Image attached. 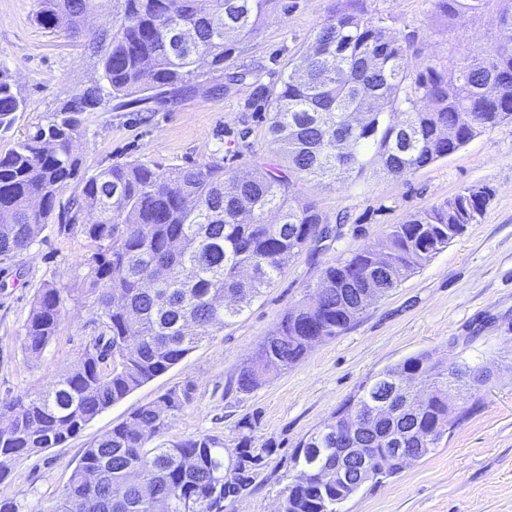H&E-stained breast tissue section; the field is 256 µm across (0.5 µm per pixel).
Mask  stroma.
<instances>
[{
	"label": "stroma",
	"instance_id": "obj_1",
	"mask_svg": "<svg viewBox=\"0 0 512 512\" xmlns=\"http://www.w3.org/2000/svg\"><path fill=\"white\" fill-rule=\"evenodd\" d=\"M296 2L293 11L268 14L258 34L238 43L224 67L201 62L183 91L153 100L147 111L107 105L86 113L76 143L85 170L132 160L164 168L219 160L232 171L275 162L263 114L245 108L252 86L230 84L228 75L248 65L259 70L263 82L278 81L290 51L308 43L337 0ZM363 5L391 16L397 35L416 34L423 54H445L434 33L439 18L432 0H363ZM36 9V0H0V65L27 101L26 112L0 136V154L50 124L61 103L96 74V57L64 34L37 25ZM245 127L251 133L243 147L238 133ZM472 184L494 192L479 223L376 299L341 335L315 342L298 364L251 394L232 391L244 361L289 308L311 300L327 265ZM292 190L314 199L328 220L347 215L341 237L329 248L303 251L239 317L75 437L12 462L0 482L1 498L14 500L21 512H43L68 483L85 448L137 408L187 386L191 400L164 441L206 434L231 448L241 423L250 422L256 444L273 442L276 451L256 485L226 512H278L297 444L330 420L370 376L429 352L445 364L464 362L489 371L491 379L464 398L451 392L463 413L438 447L382 484L364 486L342 504V512H512V124L481 133L399 180L380 175L363 189L297 181ZM88 255L86 239L55 222L28 250L0 262V399L50 389L95 334L93 312L80 297ZM48 282L69 289L72 297L58 335L34 359L23 347V325L36 291Z\"/></svg>",
	"mask_w": 512,
	"mask_h": 512
}]
</instances>
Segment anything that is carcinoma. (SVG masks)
<instances>
[{
  "mask_svg": "<svg viewBox=\"0 0 512 512\" xmlns=\"http://www.w3.org/2000/svg\"><path fill=\"white\" fill-rule=\"evenodd\" d=\"M282 0H38L36 21L82 37L99 73L56 112L48 128L0 154V259L27 250L53 218L90 243L83 297L99 333L54 386L0 403V480L9 464L65 443L113 403L183 360L310 244L335 241L344 220L328 222L315 201L291 193L294 180L365 186L375 175L401 178L455 153L476 135L512 123V0H433L443 18V56H425L415 38L396 36L386 18L360 0H339L278 83L259 71L250 105L268 114V134L288 175L275 166L228 172L163 170L139 161L88 176L74 143L82 115L105 102L146 105L185 85L199 60L224 67L235 42L256 35ZM112 5V32H91L85 17ZM461 15L496 28L488 47H469ZM25 98L0 67V134ZM74 181L79 194L62 200ZM487 185L462 188L416 211L387 236L324 268L317 299L288 309L277 330L247 358L233 383L247 395L301 361L317 339L344 332L363 312L356 292L383 296L479 222ZM91 212L95 220L79 222ZM67 289H38L24 324L26 353L37 359L57 335ZM491 375L465 363L443 366L420 353L388 366L359 387L336 414L294 449L297 474L281 492L279 512H339L368 483L401 472L392 449L413 460L430 454L448 430V388L475 387ZM190 389H173L133 411L86 448L57 500L42 512H225V501L261 476L273 444L241 435L234 452L200 435L168 444L165 433ZM373 447L348 480L331 477L336 449Z\"/></svg>",
  "mask_w": 512,
  "mask_h": 512,
  "instance_id": "1",
  "label": "carcinoma"
}]
</instances>
